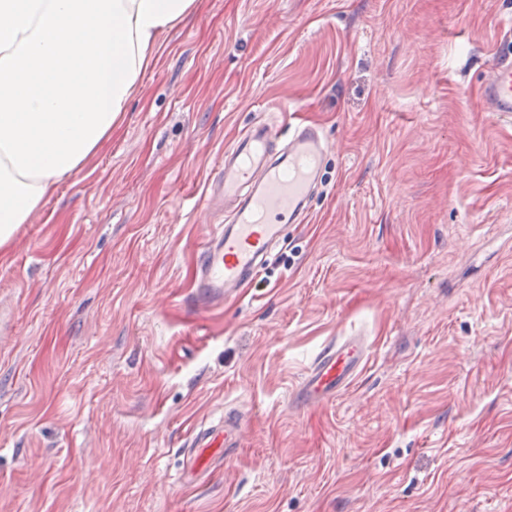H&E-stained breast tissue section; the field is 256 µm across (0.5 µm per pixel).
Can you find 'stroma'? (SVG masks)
Wrapping results in <instances>:
<instances>
[{
  "mask_svg": "<svg viewBox=\"0 0 512 512\" xmlns=\"http://www.w3.org/2000/svg\"><path fill=\"white\" fill-rule=\"evenodd\" d=\"M512 0H198L124 119L0 248V512H512ZM339 141L242 299L193 302L226 146ZM367 366L314 407L317 352ZM247 440L178 484L192 427ZM506 49L498 52L484 72L480 102L483 112L492 116L512 119V49L511 21L507 22ZM368 351L364 336H343L324 345L301 380V403L320 404L349 390L366 367Z\"/></svg>",
  "mask_w": 512,
  "mask_h": 512,
  "instance_id": "1",
  "label": "stroma"
}]
</instances>
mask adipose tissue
I'll list each match as a JSON object with an SVG mask.
<instances>
[{
  "label": "adipose tissue",
  "instance_id": "ef3b65f1",
  "mask_svg": "<svg viewBox=\"0 0 512 512\" xmlns=\"http://www.w3.org/2000/svg\"><path fill=\"white\" fill-rule=\"evenodd\" d=\"M196 0H0V247L111 135Z\"/></svg>",
  "mask_w": 512,
  "mask_h": 512
}]
</instances>
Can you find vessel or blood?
I'll return each mask as SVG.
<instances>
[{
    "label": "vessel or blood",
    "instance_id": "obj_1",
    "mask_svg": "<svg viewBox=\"0 0 512 512\" xmlns=\"http://www.w3.org/2000/svg\"><path fill=\"white\" fill-rule=\"evenodd\" d=\"M480 102L490 115L512 119L511 48L498 52L485 70ZM336 149L335 142L305 123L294 126L284 146L277 130L263 123L247 127L225 149L208 201L228 207L230 221L216 226L203 243L196 271L197 308L239 297L266 269L272 252L286 241V228L305 221L324 163ZM368 351L362 336L324 345L301 380V403L316 405L349 390L366 367ZM188 440L178 480L193 486L242 448V418L225 410L207 425L194 427Z\"/></svg>",
    "mask_w": 512,
    "mask_h": 512
}]
</instances>
